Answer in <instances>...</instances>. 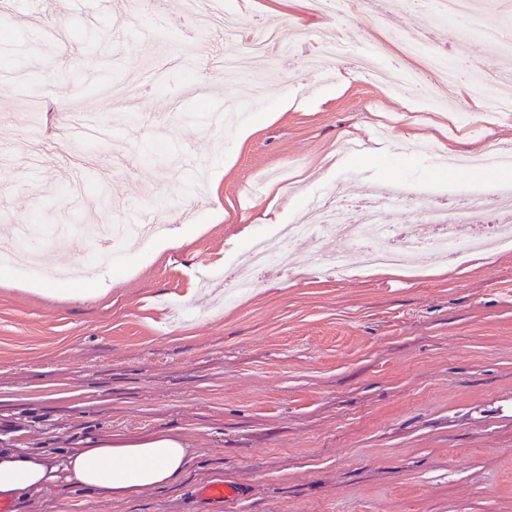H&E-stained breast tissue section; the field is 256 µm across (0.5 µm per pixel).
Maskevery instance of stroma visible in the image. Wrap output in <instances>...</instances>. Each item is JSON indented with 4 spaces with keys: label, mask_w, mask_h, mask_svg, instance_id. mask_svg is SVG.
Segmentation results:
<instances>
[{
    "label": "stroma",
    "mask_w": 512,
    "mask_h": 512,
    "mask_svg": "<svg viewBox=\"0 0 512 512\" xmlns=\"http://www.w3.org/2000/svg\"><path fill=\"white\" fill-rule=\"evenodd\" d=\"M1 18L0 154L16 163L0 169V231L131 224L145 211L185 239L162 250L123 238L108 288L81 297L38 281L88 266L93 246L40 237L36 260H14L0 284V448L61 459L96 438L172 429L190 450L164 487L111 499L53 485L14 498L16 512H213L196 496L213 481L242 491L226 512H512V245L435 255L411 277L365 267L345 238L304 236L289 245L295 266L250 270V290L231 293L252 243L277 247L279 226L302 223L332 187L354 205L381 185L455 202L477 190L476 170L440 171L410 146L459 157L488 137L512 147V112L483 117L481 74L511 54L437 22L426 0L381 19L251 0L244 25L281 34L255 106L254 80L208 73L223 31L174 33L172 58L190 63L156 84L152 20L121 0H0ZM340 23L351 42L382 44L385 69L423 68L405 43L431 29L432 52L475 76L452 106L416 117L394 89L346 81V59L311 66ZM240 100L257 131L212 132L209 116ZM353 140L359 153L344 148ZM196 188L201 205L179 219ZM314 252L345 253L349 271L304 268Z\"/></svg>",
    "instance_id": "35a3bbf8"
}]
</instances>
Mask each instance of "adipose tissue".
<instances>
[{
  "mask_svg": "<svg viewBox=\"0 0 512 512\" xmlns=\"http://www.w3.org/2000/svg\"><path fill=\"white\" fill-rule=\"evenodd\" d=\"M189 460L186 443L174 430L137 440L106 438L55 462L0 449V494L19 496L60 483L124 497L173 483Z\"/></svg>",
  "mask_w": 512,
  "mask_h": 512,
  "instance_id": "obj_1",
  "label": "adipose tissue"
}]
</instances>
